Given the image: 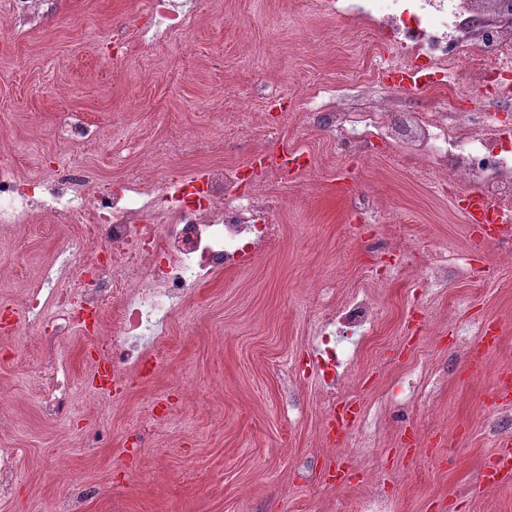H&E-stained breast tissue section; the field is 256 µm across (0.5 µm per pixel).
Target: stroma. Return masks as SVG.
<instances>
[{"label": "stroma", "instance_id": "35a3bbf8", "mask_svg": "<svg viewBox=\"0 0 512 512\" xmlns=\"http://www.w3.org/2000/svg\"><path fill=\"white\" fill-rule=\"evenodd\" d=\"M213 2L189 30L124 60L112 30L147 24L152 0H59L20 36L0 0V162L21 176L48 177L60 157L114 189L127 174L203 176L199 155H154L161 138L218 140L225 164L250 165L256 148L224 132L228 121L279 126L270 150L300 146L332 161L284 189L268 215L278 244L198 288L152 365L117 390H94L96 339L74 334L59 348L72 376L70 409L46 416L34 336L0 331V448L18 449L21 467L0 512H57L76 488L87 492L83 512H354L377 497L382 512H512V486L471 492L495 441L486 384L451 327L500 321L503 339L486 362L512 371V257L485 243L468 256L479 286L457 276L427 287L419 263L471 241L463 214L418 180L415 162L398 163L381 147L365 159L342 154L333 136L301 120L314 83L349 112L373 81L399 111L480 101L463 87L408 92L378 81L368 32L320 13L318 0ZM67 114L82 117L95 142L68 141ZM341 174L377 199L376 223L332 195ZM76 234L75 225L43 222L0 232V314L20 306L28 283ZM371 239L386 254L368 253ZM371 272L378 324L337 374L367 427L337 448L325 437L331 407L307 314ZM414 369L429 385L399 404L396 381ZM340 463L352 474L343 486L330 477Z\"/></svg>", "mask_w": 512, "mask_h": 512}]
</instances>
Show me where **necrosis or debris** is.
<instances>
[{
	"mask_svg": "<svg viewBox=\"0 0 512 512\" xmlns=\"http://www.w3.org/2000/svg\"><path fill=\"white\" fill-rule=\"evenodd\" d=\"M202 7V0H161L150 26L115 39L125 51L156 45L189 28ZM324 8L389 35L388 46L376 51L378 71L406 62L434 74L463 70L469 89L484 91L485 98L479 112H397L384 99L364 112H340L313 93L309 125L335 134L349 156L371 155L380 141L392 157L418 160V178L440 196L459 201L478 188L512 226V123L491 117L512 107V0H326ZM311 171L304 152L294 151L288 165L272 156L243 192L242 168L211 164L204 185L182 180L175 204L162 207L156 199L167 192L164 183L147 188L133 176L114 192L62 159L50 179L27 191L14 169L1 164L0 230L35 220L81 230L74 246L58 251L30 286L19 311V332L38 335L43 411L57 417L70 407L71 381L59 361L64 339L108 322L100 355L114 372H140L148 351L202 284L275 240L278 229L266 221L271 198L282 180H302ZM377 315L362 288L345 304L323 308L312 324L327 348L325 369L354 359L346 337L372 334Z\"/></svg>",
	"mask_w": 512,
	"mask_h": 512,
	"instance_id": "1",
	"label": "necrosis or debris"
}]
</instances>
